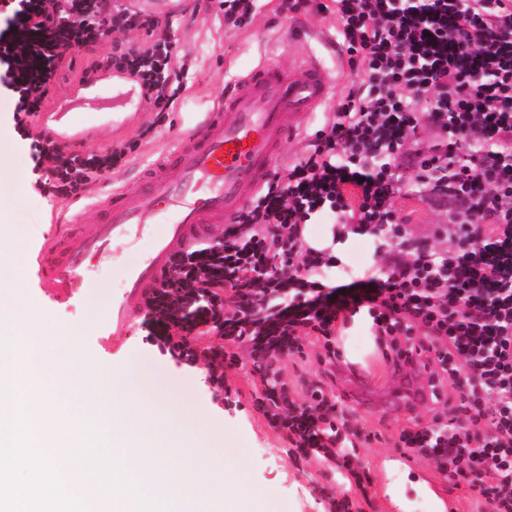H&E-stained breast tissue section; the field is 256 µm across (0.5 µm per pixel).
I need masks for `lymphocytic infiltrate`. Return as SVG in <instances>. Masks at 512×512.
Wrapping results in <instances>:
<instances>
[{
	"mask_svg": "<svg viewBox=\"0 0 512 512\" xmlns=\"http://www.w3.org/2000/svg\"><path fill=\"white\" fill-rule=\"evenodd\" d=\"M98 15L93 29L81 18ZM281 13L333 11L353 78L304 155L273 175L219 240L176 252L146 299L141 323L160 352L187 351L213 309L192 289L223 288L224 338L244 345L259 376L256 406L291 444L334 463L349 487L364 490L358 450L366 442L337 402L317 389L292 398L281 361L314 339L342 360L336 333L350 318L371 321L375 344L397 370L426 353L433 399L444 381L459 391L451 425L402 429L398 446L443 476L469 482L488 512H512V0H280ZM169 22L112 0H0V88L17 114L40 112L71 44L111 39L112 50L82 81L115 70L138 85L150 110L177 98L182 68ZM143 32L142 42L124 32ZM440 142L416 175L458 202L459 220L431 240L413 238L395 207L409 177V145L419 129ZM133 149L68 154L50 134L31 144L44 195L83 198ZM321 213L338 235L383 245L377 273L329 284L335 255L304 235Z\"/></svg>",
	"mask_w": 512,
	"mask_h": 512,
	"instance_id": "lymphocytic-infiltrate-1",
	"label": "lymphocytic infiltrate"
}]
</instances>
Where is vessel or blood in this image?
Listing matches in <instances>:
<instances>
[{"label": "vessel or blood", "mask_w": 512, "mask_h": 512, "mask_svg": "<svg viewBox=\"0 0 512 512\" xmlns=\"http://www.w3.org/2000/svg\"><path fill=\"white\" fill-rule=\"evenodd\" d=\"M334 91V79L316 57L291 71L277 59H263L180 131L140 184L110 185L91 204L68 210L59 231L41 245L43 295L62 307L80 305L94 282V268L109 262L115 246L147 240L145 255L123 269L122 290L98 325L100 335H127L170 255L203 241L210 225L230 223L245 209L270 178L282 143ZM37 121L60 141L92 134L52 112L39 114Z\"/></svg>", "instance_id": "obj_1"}]
</instances>
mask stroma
Returning <instances> with one entry per match:
<instances>
[{
  "instance_id": "35a3bbf8",
  "label": "stroma",
  "mask_w": 512,
  "mask_h": 512,
  "mask_svg": "<svg viewBox=\"0 0 512 512\" xmlns=\"http://www.w3.org/2000/svg\"><path fill=\"white\" fill-rule=\"evenodd\" d=\"M280 0H256L252 22L241 28H228L218 0H185L184 17L171 20L170 36L177 45L186 70L181 76L183 91L168 110L164 121L155 113L142 109L138 89L105 73L82 92V104H72L75 94L72 84L80 78L89 54L106 56L111 50L107 41L99 42L94 51L80 50L75 54V70L62 71L48 96L49 101H69L68 115L75 121L94 120L98 110L93 99L121 94L123 106L115 115L114 129H100L96 139L75 145L78 153L87 154L116 144L138 140L137 150L112 172L91 185L90 194L111 183L128 186L138 183L147 166L151 165L174 142L181 128L196 113L208 111L213 97L234 76L248 71L268 54H289L299 59L312 54L321 60L339 86H346L352 77L346 57L321 43V36L335 37L334 14L298 13L288 19L279 11ZM309 27L308 35L293 42L291 47L280 43L282 33L292 21ZM15 100L0 92V140L7 142L11 175L17 185V201L9 215V224L0 236L17 233L27 242V272L21 287L0 286V308L8 310L25 304L42 318L44 332L58 326H77L82 330L78 341L85 367L94 373L130 366L139 359L150 364L159 374L177 379L179 391L171 400L172 406L182 402L193 405L191 419L202 429L216 457L235 466L241 477L242 489H255L261 497L254 505L256 512H329L333 499L346 495L348 486L336 468L291 447L285 433L271 428L257 410L254 396L260 388L248 354H241L238 365L225 369L222 383L211 382L204 362L193 364L160 354L150 345L141 328L117 341L98 336L95 320L99 313L122 289L120 268L136 262L144 246L117 247L112 266L99 272L83 308L67 311L51 304L42 294L38 283L37 256L43 236L53 232L71 201L65 197L41 195L31 173L30 135L36 134L37 122L18 127L14 116ZM425 189L409 181L395 201L399 212L406 216L421 237L431 235L435 225L449 221L447 209L429 205ZM380 265L373 252L371 240L350 236L349 244L338 254L337 278L375 273ZM338 343L348 367L376 378L377 384L369 400L355 399L347 394L342 372L335 365L322 361L321 348L305 344L302 354L286 358L283 378L293 397L303 401L311 391H323L338 396L348 417L357 419L371 439L360 449V458L372 479L366 495L360 498L362 512H386L378 495L381 473L375 468L378 457L397 454V439L403 427L420 423L430 424L434 415L443 413L445 406H456L458 398L451 382L442 390L446 402L414 400V386L406 384L393 373L382 354H379L363 317H355L342 327Z\"/></svg>"
}]
</instances>
